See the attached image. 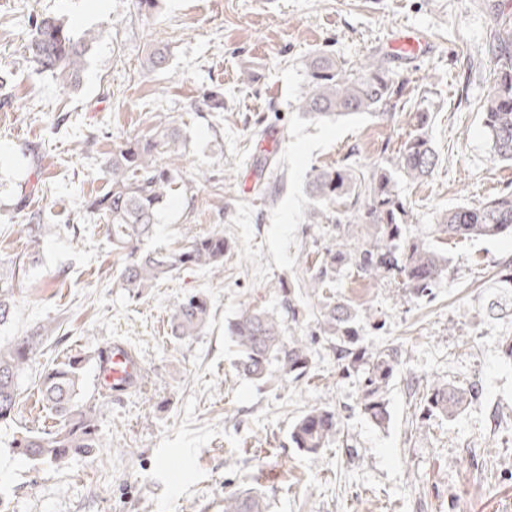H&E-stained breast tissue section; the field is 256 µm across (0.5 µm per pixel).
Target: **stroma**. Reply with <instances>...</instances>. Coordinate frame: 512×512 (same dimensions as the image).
<instances>
[{
  "label": "stroma",
  "mask_w": 512,
  "mask_h": 512,
  "mask_svg": "<svg viewBox=\"0 0 512 512\" xmlns=\"http://www.w3.org/2000/svg\"><path fill=\"white\" fill-rule=\"evenodd\" d=\"M42 13L78 36L106 33L79 89L23 61L29 22ZM503 13L512 15V0H158L150 17L135 0H0V265L28 260L0 342L56 327L19 380L13 420L0 423V512H224L225 493L249 487L269 512H512V363L501 347L512 314L490 312V283L512 256V237L449 242L448 277L430 297L405 294L392 277L337 272L328 295L374 317L362 345L403 353L382 427L357 407L360 376L342 374L334 342L317 336L320 299L305 286L340 238L335 225L309 220L312 169L369 170L397 151L415 113H428L439 161L424 179L397 178L410 235L437 242L443 210L512 190V163L494 158L482 112ZM402 24L424 30L431 50L391 58L407 82L392 117L297 111L311 56L325 51L350 66L387 54ZM156 38L169 62L150 72L143 59ZM213 86L224 92L219 112L198 106ZM164 123L181 129V173L150 248L177 250L217 231L231 248L221 271L185 266L136 298L121 288L107 226L86 203L106 190L112 151ZM26 178L42 190L20 210ZM259 181L266 194H256ZM28 211L65 232L30 243ZM288 287L301 315L284 321L285 335L316 336L309 372L296 382L248 380L235 368L228 324L246 306L280 312ZM191 293L207 297L210 321L177 343L169 319ZM116 340L145 375L139 389L111 396L95 385L94 359ZM71 355L87 360L82 397L96 407L101 448L61 467L18 457L17 432L54 424L36 392L41 369ZM435 380L474 382L479 394L454 420H426L420 402ZM320 406L336 410L340 428L314 459L289 433Z\"/></svg>",
  "instance_id": "1"
}]
</instances>
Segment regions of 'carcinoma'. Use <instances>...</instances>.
<instances>
[{
  "label": "carcinoma",
  "instance_id": "obj_1",
  "mask_svg": "<svg viewBox=\"0 0 512 512\" xmlns=\"http://www.w3.org/2000/svg\"><path fill=\"white\" fill-rule=\"evenodd\" d=\"M77 37L60 18L39 15L32 22L24 45L23 60L47 73L64 88H77L87 65V54L96 38ZM493 87L484 105V127L492 141L494 158L512 161V18L501 16L491 45ZM169 61L167 46L158 40L147 49L150 70H163ZM405 80L395 73L389 59L369 55L345 67L326 55L313 57L307 66L305 90L297 110L313 118L360 113L389 116L404 95ZM200 107L209 112L224 108V95L210 91ZM428 113L416 115V128L395 155L368 173L348 166L314 170L308 181L314 202L310 217L318 224H373L376 234L357 247L325 248L308 278L314 294L330 287L337 267L346 266L363 276L381 273L398 277L415 296H429L448 275V257L442 247L417 236H406L408 208L399 196L395 172L410 179L428 176L438 162L426 131ZM183 143L180 129L165 125L149 137L133 138L106 159L107 190L87 202V211L103 219L119 266L121 287L140 297L158 282L185 265L218 272L230 248L224 235L213 232L188 238L187 247L164 253L146 246L158 223L162 205L178 177L174 161ZM45 225L36 215L23 225L26 237L36 242ZM512 233V191L507 190L477 206H458L443 211L438 233L448 239L496 238ZM14 275L0 270V326L15 315ZM493 287L512 289V257L499 263ZM210 306L205 297H185L170 319V335L183 341L198 335L208 324ZM362 316L347 302L324 297L317 323L320 333L336 340L340 371L361 374L357 406L375 425L389 422L388 393L403 364L402 351L387 348L367 352L357 346L356 324ZM230 338L239 353L242 374L258 382L297 381L308 374L309 347L304 336H283L281 320L264 309L246 307L229 324ZM43 324L7 345L0 344V423L12 419L20 403L19 379L36 360L52 336ZM86 359L69 356L42 370L36 383L44 407L56 420L51 431L27 430L12 441L14 453L34 463L60 466L74 456L90 457L101 447L95 407L83 401ZM479 393L476 385L458 387L435 382L423 394L426 417L452 419ZM336 411L314 407L294 423L290 438L309 456H318L336 438ZM224 512H268L265 499L251 492L224 495Z\"/></svg>",
  "mask_w": 512,
  "mask_h": 512
}]
</instances>
